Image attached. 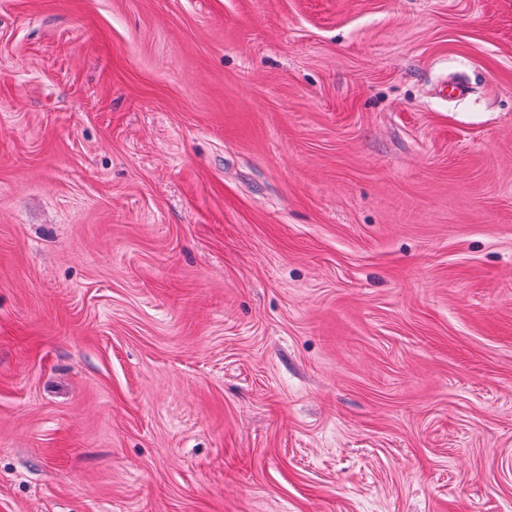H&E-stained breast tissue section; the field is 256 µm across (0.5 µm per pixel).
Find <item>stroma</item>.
I'll return each mask as SVG.
<instances>
[{
    "label": "stroma",
    "mask_w": 512,
    "mask_h": 512,
    "mask_svg": "<svg viewBox=\"0 0 512 512\" xmlns=\"http://www.w3.org/2000/svg\"><path fill=\"white\" fill-rule=\"evenodd\" d=\"M0 512H512V0H0Z\"/></svg>",
    "instance_id": "35a3bbf8"
}]
</instances>
